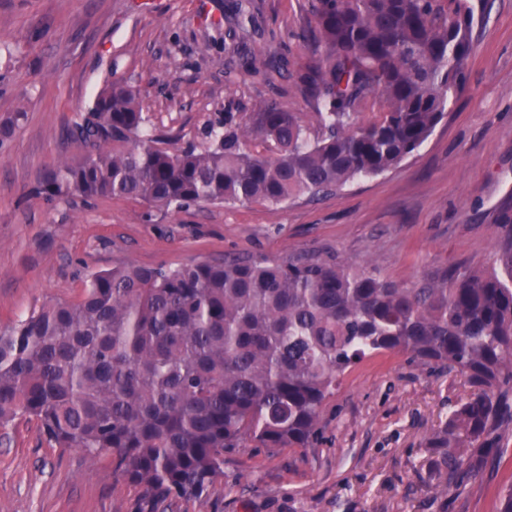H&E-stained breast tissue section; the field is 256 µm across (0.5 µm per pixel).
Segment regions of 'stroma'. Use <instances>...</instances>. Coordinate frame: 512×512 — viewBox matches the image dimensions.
<instances>
[{"instance_id": "1", "label": "stroma", "mask_w": 512, "mask_h": 512, "mask_svg": "<svg viewBox=\"0 0 512 512\" xmlns=\"http://www.w3.org/2000/svg\"><path fill=\"white\" fill-rule=\"evenodd\" d=\"M235 0H0V114L27 117L0 154V327L48 301H79L90 277L126 264L295 253L374 263L411 287L488 267L512 224V0H473L465 86L447 117L398 167L281 205L193 204L151 210L129 198L47 200L38 181L76 156L68 125L108 83L127 81L164 147L198 142L213 113L242 119L277 102L314 120L299 78L318 59L302 38L307 0H251L254 30L224 39L209 18ZM42 29L31 40L33 29ZM263 65L245 71L243 55ZM468 388L393 352L350 369L323 408L312 447L242 448L205 502L174 512H498L512 485V439L492 475L435 498L427 440ZM138 488L112 458L49 442L35 419L0 428V512H142Z\"/></svg>"}]
</instances>
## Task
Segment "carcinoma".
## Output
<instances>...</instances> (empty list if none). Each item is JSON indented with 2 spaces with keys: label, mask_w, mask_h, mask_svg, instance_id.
Masks as SVG:
<instances>
[{
  "label": "carcinoma",
  "mask_w": 512,
  "mask_h": 512,
  "mask_svg": "<svg viewBox=\"0 0 512 512\" xmlns=\"http://www.w3.org/2000/svg\"><path fill=\"white\" fill-rule=\"evenodd\" d=\"M249 5L233 9L241 31L256 25ZM310 12L306 38L323 53L302 83L316 138L270 102L239 123L217 112L202 145L171 151L146 132L138 93L114 81L73 120L80 154L53 164L37 193L166 212L279 205L397 167L464 83L470 0H310ZM25 117L0 118V150ZM386 352L470 388L428 440L433 492L492 468L512 433V232L488 270L418 287L309 254L99 272L79 302L44 303L0 328V427L27 415L62 448L112 454V472L158 512L204 502L224 455L251 442L311 447L346 372Z\"/></svg>",
  "instance_id": "1"
}]
</instances>
